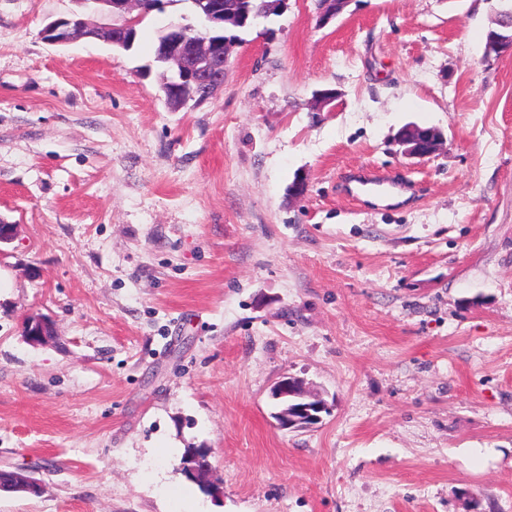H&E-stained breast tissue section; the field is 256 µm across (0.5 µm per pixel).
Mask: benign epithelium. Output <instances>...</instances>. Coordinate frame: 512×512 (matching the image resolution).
Here are the masks:
<instances>
[{"label": "benign epithelium", "mask_w": 512, "mask_h": 512, "mask_svg": "<svg viewBox=\"0 0 512 512\" xmlns=\"http://www.w3.org/2000/svg\"><path fill=\"white\" fill-rule=\"evenodd\" d=\"M87 6L100 5L115 17L112 25L105 28L103 40L122 49L132 47L136 26L141 16L157 8L155 0H76ZM192 10L201 23L197 29L191 23L181 21L171 23L162 34L160 49L156 57L158 66L171 76H163L161 91L164 103L172 112H177L190 104L200 105L213 97L224 84V74L236 42H229L214 35L224 26V0H190ZM350 0H324L318 8L317 22L326 27L341 15ZM87 20L73 12L66 17L49 22L42 31V38L51 45H63L88 36ZM505 52L512 53V24L502 31L488 32L485 57H498ZM402 154L409 159H425L434 155L444 142L443 134L434 128L424 129L411 126L400 131L397 138ZM49 323L39 317L29 318L28 339L39 341L47 335ZM296 397L302 399L293 411L276 413L278 425L288 429L299 425L303 419H321L327 409L325 402L315 397L305 399L302 383L296 382ZM207 450L200 449V456L194 462L184 464L187 471L199 482L208 477Z\"/></svg>", "instance_id": "7a95c632"}]
</instances>
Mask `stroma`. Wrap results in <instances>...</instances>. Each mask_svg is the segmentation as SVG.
I'll return each mask as SVG.
<instances>
[{
    "label": "stroma",
    "mask_w": 512,
    "mask_h": 512,
    "mask_svg": "<svg viewBox=\"0 0 512 512\" xmlns=\"http://www.w3.org/2000/svg\"><path fill=\"white\" fill-rule=\"evenodd\" d=\"M511 7L351 0L322 28L289 0L172 112L152 64L187 0L127 51L47 44L75 0H0V470L42 483L0 512H512V54L484 55ZM409 123L441 150L405 158ZM357 170L414 191L360 205ZM287 377L321 422L278 426ZM200 453L204 456L203 458L197 456L194 462L184 463L185 460H189L193 457L195 450L194 448H188L185 450L181 458L182 469L186 467L187 471L199 482L205 483L208 477V463H207V450L200 448Z\"/></svg>",
    "instance_id": "35a3bbf8"
}]
</instances>
